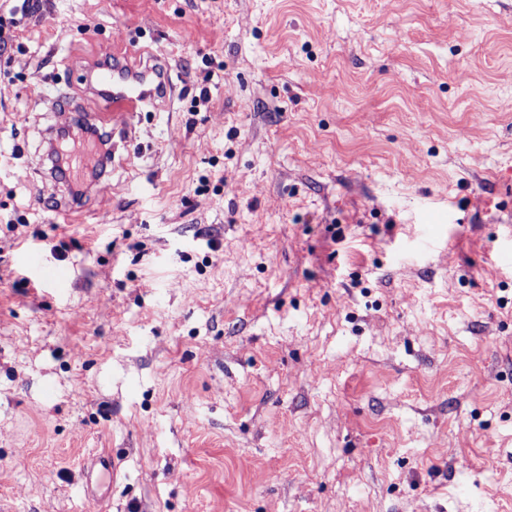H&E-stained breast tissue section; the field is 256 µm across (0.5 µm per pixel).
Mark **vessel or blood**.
Returning <instances> with one entry per match:
<instances>
[{
    "instance_id": "1",
    "label": "vessel or blood",
    "mask_w": 512,
    "mask_h": 512,
    "mask_svg": "<svg viewBox=\"0 0 512 512\" xmlns=\"http://www.w3.org/2000/svg\"><path fill=\"white\" fill-rule=\"evenodd\" d=\"M89 77L104 103L103 111L95 114V121L123 142L127 141L139 113L156 97L165 98L174 91L166 67L159 63L96 67Z\"/></svg>"
}]
</instances>
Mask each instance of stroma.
<instances>
[{"instance_id": "stroma-1", "label": "stroma", "mask_w": 512, "mask_h": 512, "mask_svg": "<svg viewBox=\"0 0 512 512\" xmlns=\"http://www.w3.org/2000/svg\"><path fill=\"white\" fill-rule=\"evenodd\" d=\"M0 37V512H512V0H40ZM152 57L174 98L49 210L39 94L91 116L92 66Z\"/></svg>"}]
</instances>
